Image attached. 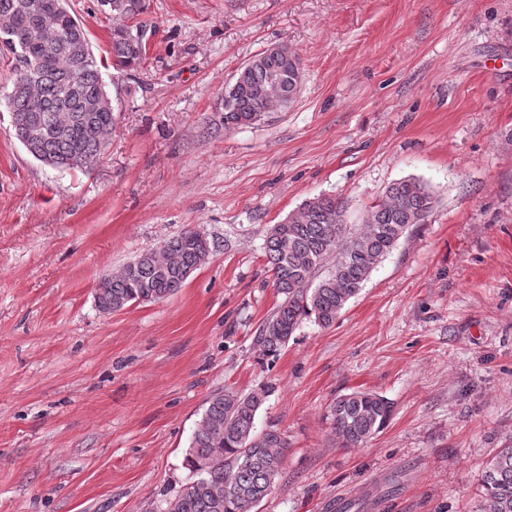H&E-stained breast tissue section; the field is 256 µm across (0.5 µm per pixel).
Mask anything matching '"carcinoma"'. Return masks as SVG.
Masks as SVG:
<instances>
[{"instance_id":"1","label":"carcinoma","mask_w":512,"mask_h":512,"mask_svg":"<svg viewBox=\"0 0 512 512\" xmlns=\"http://www.w3.org/2000/svg\"><path fill=\"white\" fill-rule=\"evenodd\" d=\"M47 0H0V33L14 54L12 91L7 96L15 137L35 131L27 152L59 170L88 169L103 154L115 126V108L83 23L66 8L47 13ZM112 13V66L140 67L146 42L130 33L144 30L139 17L149 0H100ZM302 84L294 53L266 49L243 65L224 89V129L253 124L286 110ZM435 198L415 179L392 183L369 206L362 223L351 224L344 203L331 195L305 200L269 228L264 255L272 286L282 300L259 326L258 357H276L303 319L330 327L341 316L401 238L432 211ZM210 242L187 230L141 253L96 288L104 314L138 301L175 294L206 263ZM268 390L211 395L187 454L196 479L168 502V512H253L282 474L286 445L274 428L258 431L256 418ZM393 410L384 396L353 391L336 397L328 418L341 448H360L386 425ZM479 512H512V447L502 448L481 475Z\"/></svg>"}]
</instances>
